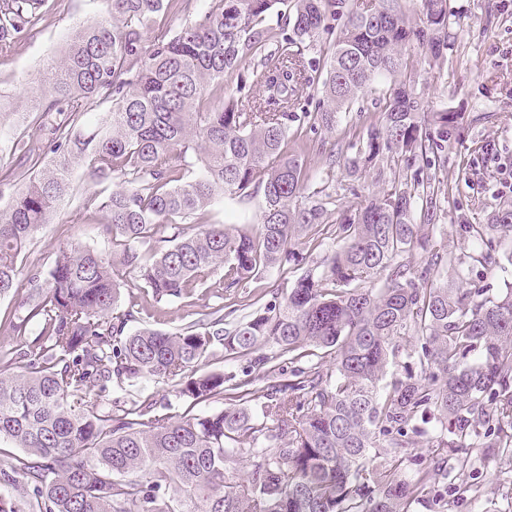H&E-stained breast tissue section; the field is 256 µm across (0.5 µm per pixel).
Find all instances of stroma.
Segmentation results:
<instances>
[{"instance_id":"stroma-1","label":"stroma","mask_w":512,"mask_h":512,"mask_svg":"<svg viewBox=\"0 0 512 512\" xmlns=\"http://www.w3.org/2000/svg\"><path fill=\"white\" fill-rule=\"evenodd\" d=\"M105 16V0H46L37 24L10 52L0 54V104H7L16 114L13 135L30 133L36 127L37 79L46 64L61 56L77 29ZM447 35L448 48L436 66H428L418 47H411L410 52L414 58L412 84L424 111L459 113L464 127L463 139L449 148L448 168L440 175L449 190L450 202L444 218L433 229L438 247L458 254L470 248L459 233V225L490 223L501 205L512 202L511 191H498L496 168L486 153L492 143L512 151V8H503L501 0H448ZM375 112L371 95L360 97L351 111L339 113L336 130L317 133L323 149L310 153L306 159L311 174L309 189L326 188L336 200L337 211H346L354 204L353 183L342 168L327 170L326 153L339 149L353 155V148L341 138L342 128ZM112 190L111 183L94 180L83 169H74L70 188L52 222L28 242L20 267L36 264L50 269L59 247L74 242L110 252L112 240L103 231V214L94 200ZM261 204L258 196L243 201L220 200L212 206L207 219L216 224L256 225L260 222ZM303 272V267L292 263L268 270L250 285L252 306H264L272 294H285ZM26 294V288L21 287L15 294L0 298L1 361H8L24 341L11 324L24 316L20 303ZM217 303L212 290L199 288L193 297L157 304L136 275L127 273L121 282L118 309L131 312L129 329L175 331L194 323L200 312ZM252 306L240 307L235 319L250 314ZM131 392L153 402L156 413L172 416L190 411L200 414L225 406L221 399L191 404L176 397L172 387L162 383L139 384ZM475 467L484 491L480 504L461 499L455 501L452 512H478L482 506L506 512L512 504V472L506 471L493 454L478 456Z\"/></svg>"}]
</instances>
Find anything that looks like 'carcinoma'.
Instances as JSON below:
<instances>
[{
	"label": "carcinoma",
	"mask_w": 512,
	"mask_h": 512,
	"mask_svg": "<svg viewBox=\"0 0 512 512\" xmlns=\"http://www.w3.org/2000/svg\"><path fill=\"white\" fill-rule=\"evenodd\" d=\"M44 2L0 0L1 54ZM190 2L107 0L109 18L78 29L46 68L38 125L15 138L14 167L0 172V186L22 184L0 207V297L18 288L19 257L51 223L72 167L117 181L99 204L112 252L64 246L49 272L27 271L28 312L15 328L34 324V338L0 370V440L22 451L0 458L10 491L0 512H411L443 497L436 476L450 457L456 492L481 500L473 450L512 467V284L493 296L470 274L512 265V204L491 224L459 225L474 244L459 255L425 232L445 210L433 182L461 131L456 113L423 112L407 47L431 63L443 56L448 0H420L415 22L400 0H206L179 31L155 30ZM323 33L328 45L306 56ZM247 59L256 65L246 74ZM254 83L264 95L246 91ZM366 90L384 105L343 170L358 182L383 162L394 179L354 191L333 229L330 195L298 205L314 149L301 131L334 129ZM100 100L112 110L84 128L86 105ZM48 152L52 164L20 182ZM258 192L256 228L204 221L217 200ZM330 233L336 252L227 328L217 315L131 331L115 312L128 272L158 302L204 287L222 299L303 261L295 246L313 251ZM217 347L226 361L256 357L241 375L200 371ZM280 359L310 366L254 395L251 369L281 375ZM165 379L195 403L232 387L242 395L179 417L104 397L114 383ZM413 435L430 439L436 461L408 479Z\"/></svg>",
	"instance_id": "obj_1"
}]
</instances>
